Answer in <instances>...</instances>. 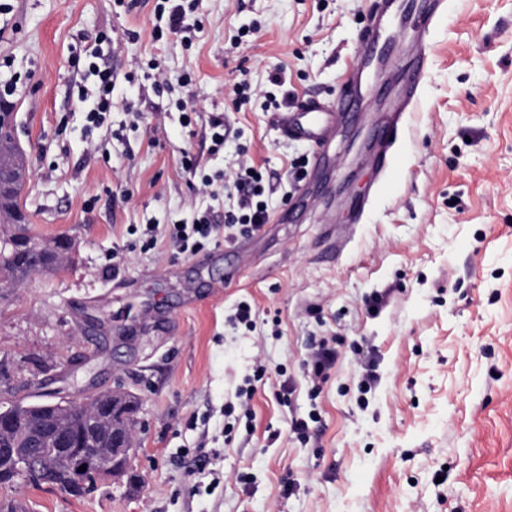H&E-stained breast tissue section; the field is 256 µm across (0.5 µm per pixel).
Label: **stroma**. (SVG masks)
<instances>
[{"mask_svg": "<svg viewBox=\"0 0 512 512\" xmlns=\"http://www.w3.org/2000/svg\"><path fill=\"white\" fill-rule=\"evenodd\" d=\"M189 35L158 0H0V85L30 160L32 234H65L70 268L0 289V406L140 400L130 481L73 497L0 486L26 512H512V0H446L395 174L374 186L375 113L397 89L367 70L355 113L310 179V146L260 101L340 98L375 0H190ZM112 110L90 126L95 76ZM164 73V84L155 81ZM231 133L221 147L210 122ZM198 161L183 169L184 154ZM249 163L269 220L204 257L144 250L147 225L223 223L201 179ZM252 327L239 323V304ZM327 341L324 380L304 362ZM373 353L366 384L355 347ZM264 384L238 390L257 367ZM306 422L304 435L290 431ZM296 481L285 494L287 481ZM89 56L97 60L90 62L89 70L98 77L99 83L97 108L88 112V119L95 126H100L104 123L105 114L112 108V67L105 59L101 58L97 50L91 51Z\"/></svg>", "mask_w": 512, "mask_h": 512, "instance_id": "35a3bbf8", "label": "stroma"}]
</instances>
